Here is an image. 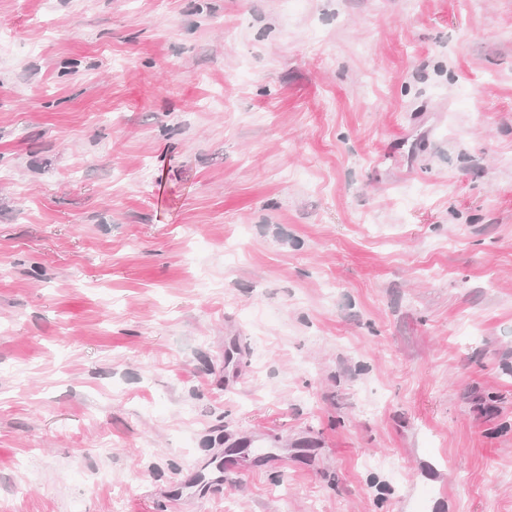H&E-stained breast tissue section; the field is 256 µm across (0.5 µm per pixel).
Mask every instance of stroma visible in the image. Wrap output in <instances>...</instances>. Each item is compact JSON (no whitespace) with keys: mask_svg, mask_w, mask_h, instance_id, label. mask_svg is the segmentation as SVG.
Wrapping results in <instances>:
<instances>
[{"mask_svg":"<svg viewBox=\"0 0 512 512\" xmlns=\"http://www.w3.org/2000/svg\"><path fill=\"white\" fill-rule=\"evenodd\" d=\"M0 30V512H512V0ZM225 467L226 464L223 460L204 464L201 467L199 478L196 484L198 493L205 494L213 486L222 484L224 482Z\"/></svg>","mask_w":512,"mask_h":512,"instance_id":"stroma-1","label":"stroma"}]
</instances>
